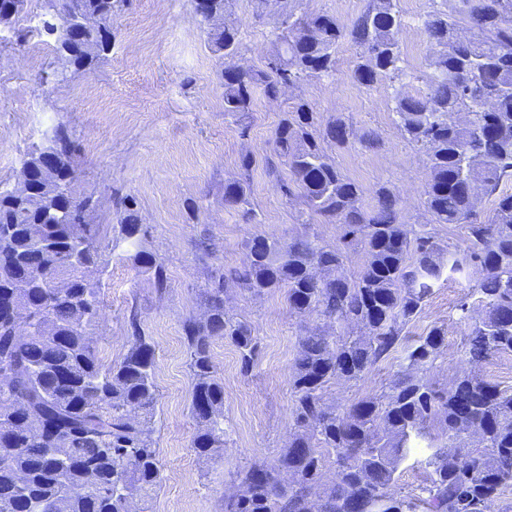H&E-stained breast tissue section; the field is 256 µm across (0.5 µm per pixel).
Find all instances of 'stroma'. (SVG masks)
<instances>
[{
    "label": "stroma",
    "mask_w": 512,
    "mask_h": 512,
    "mask_svg": "<svg viewBox=\"0 0 512 512\" xmlns=\"http://www.w3.org/2000/svg\"><path fill=\"white\" fill-rule=\"evenodd\" d=\"M405 27L400 47L407 72L404 90L424 92L430 74L428 39L423 28L432 0H399ZM46 0H26L14 26L27 31L23 43H8L0 31V184L13 185L26 154L41 146L56 124L66 123L79 143L75 164L79 188L100 206L94 216L102 238L117 224L119 197H135L149 235L145 247L166 267L168 288L157 293L147 276L125 253L106 255L101 276V312L91 336L103 361H119L127 351L130 316H137L154 346L158 402L154 437L163 481L137 512H224V497L238 474L255 463H274L288 444L294 394L290 377L305 331L325 326L318 313L291 311L285 289L256 295L229 286L225 306L249 322L258 339L250 369H243L236 348L215 340L211 350L224 382V423L229 437L223 450L199 456L193 439L197 423L189 404L192 379L182 339L185 317L201 309L199 291L209 268L246 262V238H288L317 233L329 245L343 234L337 224L312 218L303 223L301 198L282 195L266 173L274 130L287 106L304 99L322 117L342 116L355 132L348 144L332 148L331 157L347 178L363 191L362 201L375 202L379 187L399 200L400 219L427 225L441 249L457 254L466 248L462 224H433L425 211L429 181L426 156L409 144L396 125L395 89L380 80L371 87L354 81L352 71L361 50L349 41L336 47V72L287 90L278 99L256 93L252 112L242 123L224 116L221 63L205 45L196 22L193 0H131L112 16V51L93 71L72 74L57 83L55 39L41 29ZM233 23L242 40V62L262 70L275 46L271 32L276 6L257 14L254 0H237ZM248 134H241L240 125ZM374 132L379 142L360 141ZM253 169L247 194L255 218L224 205V182L238 171L242 156ZM196 202L197 213L187 205ZM208 240L209 252L196 243ZM480 278L472 264L445 272L426 298L420 314L404 333L414 342L435 327L446 337L443 353L429 375L447 386L465 364L467 332L460 300L476 304ZM398 369L397 360L376 364L357 381L333 383L329 401L343 406L381 393Z\"/></svg>",
    "instance_id": "1"
}]
</instances>
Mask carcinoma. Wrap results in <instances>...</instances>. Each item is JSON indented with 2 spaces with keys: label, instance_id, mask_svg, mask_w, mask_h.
Instances as JSON below:
<instances>
[{
  "label": "carcinoma",
  "instance_id": "obj_1",
  "mask_svg": "<svg viewBox=\"0 0 512 512\" xmlns=\"http://www.w3.org/2000/svg\"><path fill=\"white\" fill-rule=\"evenodd\" d=\"M122 0H47L52 18L74 14L112 19ZM209 12L195 13L211 53L222 60L224 116L237 121L253 111L255 88L268 98L287 83L298 85L336 72V46L348 40L362 50L353 79L369 86L402 82L399 37L404 26L397 0H370L350 26L328 13L305 11L302 0H283L288 24L272 30L275 51L265 69L238 65L242 42L235 25L217 27L211 18L232 14L235 0H208ZM432 75L420 95L398 92L394 111L403 137L425 152L430 181L424 206L434 224H464L463 259L448 253L450 269L475 265L481 315L471 319L465 342L467 367L451 383L436 387L427 375L441 354L445 332L430 329L402 351L399 370L379 397L343 408L326 398L329 384L357 381L396 351L404 327L421 312L444 271L441 249L426 231L400 221L399 201L386 187L363 205V191L336 167L326 146H343L354 131L341 116L319 123L302 100L274 130V156L266 161L286 197L299 191L308 210L326 224L344 228L348 246L364 251L358 277L344 272L346 251L307 233L244 241V267L210 270L201 302L206 317L190 315L182 335L192 378L190 410L198 425L193 447L209 457L226 444L224 383L211 346L230 342L247 370L258 347L247 321L224 306L232 282L260 294L288 289L298 314L317 311L332 324L357 327L342 336L328 330L306 333L292 372L294 428L288 446L272 465L253 464L224 500V512H493L501 489L512 484V391L478 373L495 353L512 352V193L499 192L512 178V0H452L424 20ZM112 45L90 31L82 44L57 46L60 80L94 70ZM472 75L464 84L459 76ZM493 108L486 110L483 102ZM62 157V179L78 182L77 145L65 124L51 132ZM253 159L245 155L239 175L224 183V206L252 217L246 192ZM35 171L22 195L0 189V512H126L129 499L160 487L159 448L153 439L157 386L150 337L130 319L129 348L111 365L88 337L100 312L102 281L82 274L101 266L102 253L125 247L127 259L149 276L158 292L168 287L166 268L143 246L147 230L132 196L117 200L118 235L103 241L93 214L69 224ZM484 197L493 215L469 219ZM65 278L66 288L47 287ZM32 317L35 331L10 308ZM208 400L209 411L196 400ZM438 425L440 433L430 428ZM424 440L431 453L417 501L398 494L396 473ZM335 466L326 477V464ZM266 469L267 482L252 473ZM288 472L292 481L278 480Z\"/></svg>",
  "mask_w": 512,
  "mask_h": 512
}]
</instances>
